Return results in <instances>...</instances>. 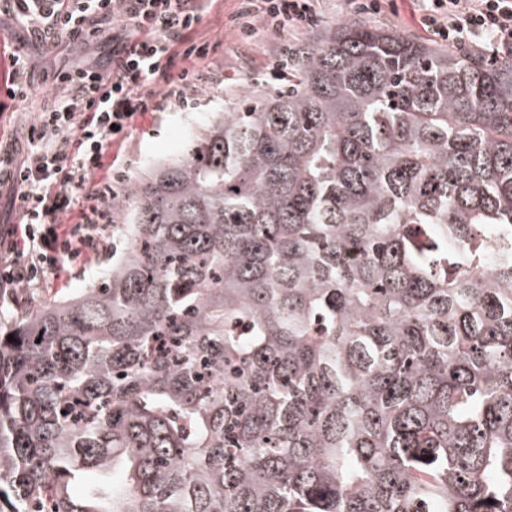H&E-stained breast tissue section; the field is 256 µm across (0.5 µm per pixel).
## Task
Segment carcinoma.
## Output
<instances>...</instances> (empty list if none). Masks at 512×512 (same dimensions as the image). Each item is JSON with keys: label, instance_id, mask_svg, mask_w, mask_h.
Instances as JSON below:
<instances>
[{"label": "carcinoma", "instance_id": "obj_1", "mask_svg": "<svg viewBox=\"0 0 512 512\" xmlns=\"http://www.w3.org/2000/svg\"><path fill=\"white\" fill-rule=\"evenodd\" d=\"M110 209L0 335V512H512V53L335 24Z\"/></svg>", "mask_w": 512, "mask_h": 512}]
</instances>
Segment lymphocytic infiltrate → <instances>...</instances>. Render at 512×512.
I'll list each match as a JSON object with an SVG mask.
<instances>
[{
	"label": "lymphocytic infiltrate",
	"mask_w": 512,
	"mask_h": 512,
	"mask_svg": "<svg viewBox=\"0 0 512 512\" xmlns=\"http://www.w3.org/2000/svg\"><path fill=\"white\" fill-rule=\"evenodd\" d=\"M209 0H13L14 16L40 27L45 38L66 33L91 48L111 29L112 68L87 59L59 78L54 104L27 130L20 161L0 157V185H13L15 224L0 227V288H37L48 276L83 271L106 254L110 211L105 202L125 181L115 171L103 182L104 157L135 115L163 111L169 99L188 102L203 80L198 60L209 43L192 40ZM419 22L435 42L467 43L491 53L512 48V0H418ZM315 0H239L230 27L241 40L257 33L316 26ZM187 65L167 72L174 55ZM75 223H67L71 212Z\"/></svg>",
	"instance_id": "obj_1"
}]
</instances>
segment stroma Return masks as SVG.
Instances as JSON below:
<instances>
[{
  "mask_svg": "<svg viewBox=\"0 0 512 512\" xmlns=\"http://www.w3.org/2000/svg\"><path fill=\"white\" fill-rule=\"evenodd\" d=\"M387 2L383 13L373 15L359 9L355 0H318L319 24L307 30H285L282 38L291 47L306 46L320 39L329 26L359 19L424 38L425 33L418 23L416 0ZM236 7L237 0H213L193 33L196 40L213 44L215 50L200 63L205 70V80L194 93L191 103L184 106L172 101L165 111L136 116L127 136L110 147L106 163L120 165L131 179L147 164L176 155L190 134L204 127L208 113L223 109L225 102L246 95L247 90L242 84L246 76L256 77L266 92L287 89V80H277L269 74L273 42L260 35L245 43L228 29V18ZM20 43L26 45L31 56L29 69L20 76L27 87V96L13 101L6 95L11 72L9 56ZM81 59L82 52L72 40L63 38L56 47L44 48L37 31L19 28L11 14L0 13V100L6 103L5 109L0 111V154L11 152L22 156L28 125L37 112L48 108L56 98L57 73L75 66ZM110 263V257L102 256L89 264L85 274L60 275L44 288L15 289L18 304L0 309V325L10 326L26 304L48 305L77 293L88 284L91 275Z\"/></svg>",
  "mask_w": 512,
  "mask_h": 512,
  "instance_id": "obj_1",
  "label": "stroma"
}]
</instances>
